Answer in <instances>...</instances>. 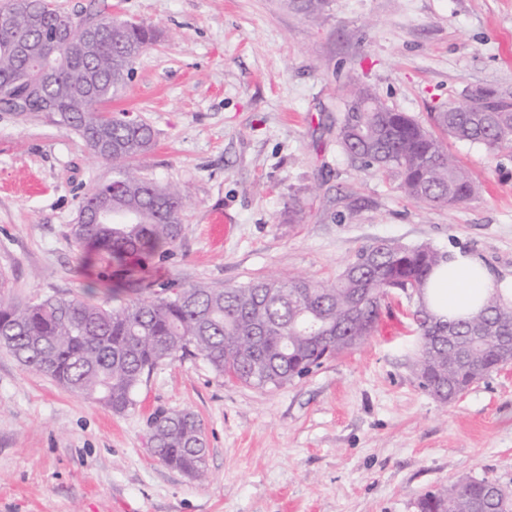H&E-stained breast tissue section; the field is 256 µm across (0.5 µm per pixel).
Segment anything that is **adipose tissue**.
<instances>
[{
  "instance_id": "adipose-tissue-1",
  "label": "adipose tissue",
  "mask_w": 512,
  "mask_h": 512,
  "mask_svg": "<svg viewBox=\"0 0 512 512\" xmlns=\"http://www.w3.org/2000/svg\"><path fill=\"white\" fill-rule=\"evenodd\" d=\"M512 306V283L501 280L476 255L457 252L432 273L428 301L441 315L465 318L478 312L492 293Z\"/></svg>"
}]
</instances>
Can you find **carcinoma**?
Wrapping results in <instances>:
<instances>
[{"mask_svg": "<svg viewBox=\"0 0 512 512\" xmlns=\"http://www.w3.org/2000/svg\"><path fill=\"white\" fill-rule=\"evenodd\" d=\"M62 12L51 0H8L0 6V89L5 105L50 112L72 128L99 159L112 164L123 191L108 201L127 220L96 223L78 219L68 237L77 250H95L107 266L123 268L126 283L142 287L141 260L166 256L183 231L187 193L142 176L133 161L152 146V128L132 125L125 112L102 105L132 79L134 63L156 40L145 22L101 19L95 49L85 54L82 36L54 39ZM50 61L54 78L43 77ZM365 100L373 112H355ZM490 152L512 150V95L477 89L460 105L433 115V128L387 106L368 88L351 92L337 129L345 153L365 168L396 172L399 188L415 203L451 206L470 200L477 187L452 158L441 136ZM103 186L81 200L79 215L102 202ZM448 253L429 244L382 241L361 250L330 283L303 276L264 278L211 288L172 284L149 300L117 305L78 297H47L16 305L0 277V348L21 364L71 393L122 414L136 404L144 376L180 357L199 354L218 375L242 384L281 387L306 376L325 360L359 346L372 334L388 289L414 300L417 377L432 396L453 402L493 372L501 348L512 344V308L491 294L483 308L450 320L426 300L433 270ZM454 337L448 343L447 337ZM152 454L195 479L207 473L208 448L193 412L163 411L149 426ZM494 483L460 478L422 495L417 512H512V492L489 497Z\"/></svg>", "mask_w": 512, "mask_h": 512, "instance_id": "1", "label": "carcinoma"}]
</instances>
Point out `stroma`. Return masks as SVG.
Instances as JSON below:
<instances>
[{
  "label": "stroma",
  "mask_w": 512,
  "mask_h": 512,
  "mask_svg": "<svg viewBox=\"0 0 512 512\" xmlns=\"http://www.w3.org/2000/svg\"><path fill=\"white\" fill-rule=\"evenodd\" d=\"M66 13L151 24L157 41L106 103L151 125L141 173L190 197L171 255L145 271L213 288L269 276L331 281L383 240L482 258L512 277V155L452 138L468 202L408 200L336 141L350 89L429 125L466 90L512 92V0H54ZM112 166L46 112L0 111V275L8 295L104 299L100 266L67 239ZM300 222L288 219L292 206ZM410 303L389 292L360 346L279 388L246 386L201 356L160 366L122 415L0 350V512H416L460 477L512 490V365L453 403L416 375ZM195 412L208 478L151 454L149 417Z\"/></svg>",
  "instance_id": "obj_1"
}]
</instances>
